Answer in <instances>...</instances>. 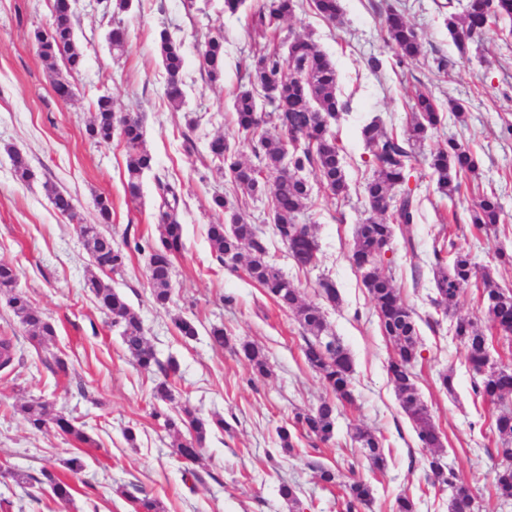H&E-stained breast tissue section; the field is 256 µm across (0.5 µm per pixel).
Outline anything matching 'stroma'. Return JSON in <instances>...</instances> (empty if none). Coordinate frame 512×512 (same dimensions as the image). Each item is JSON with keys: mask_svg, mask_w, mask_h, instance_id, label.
Instances as JSON below:
<instances>
[{"mask_svg": "<svg viewBox=\"0 0 512 512\" xmlns=\"http://www.w3.org/2000/svg\"><path fill=\"white\" fill-rule=\"evenodd\" d=\"M264 2L246 0L238 15L228 17L223 0H193L189 7L183 0H132L120 15L128 31L127 50L116 59L105 40L113 21L100 0H74L85 66L71 76L61 64L49 69L31 38L34 29L48 25L51 0H0V261L19 268V289L56 327L51 353L68 364L64 373L47 369L0 300V335L14 337L19 357L12 372H0V464L28 478L19 484L11 475L0 476V512H132L119 494L123 488L144 489L160 501L163 512H343L340 485L359 477L372 487L368 512H392L400 495L413 500L415 512H448L447 488L432 485L426 474V459L433 455L472 487L477 512H512L490 487L497 463L490 433L496 411L474 396L465 349L453 335L460 314L489 330L479 290L465 285L455 310H436L428 263L435 241L446 234L482 266H495L497 249L512 254V35L494 26L458 49L434 0H342L343 13L336 20L307 7L268 29L265 44L282 51L290 37L314 39L336 65L337 96L346 105L332 129L344 148L347 198L332 196L316 173L305 175L311 192L307 221L319 245L316 266L299 267L277 238H270L269 250L305 301H317L323 278L335 283L340 301L323 310L330 332L352 356L354 401L341 406L329 442L297 435L288 451L279 444L278 428L291 426L295 413L317 404L326 390L304 362L295 316L278 307L244 270L222 265L207 239L208 226L223 217L213 207V196L235 197L228 176L211 163L208 143L221 134L242 154L250 152L237 131L233 99L249 86L255 52L250 19ZM390 9L418 32L422 52L417 58L398 60L387 47L384 18ZM163 29L185 50V103L179 109L164 95L166 75L155 47ZM209 35L224 39V75L215 82L202 71L196 51ZM373 55L383 60L376 73L367 65ZM439 57L445 68H437ZM67 77L75 95L64 102L52 83ZM424 88L438 101L442 125L412 163L408 185L419 203L418 220L395 227L384 273L420 317L440 321L434 330L421 327L422 358L416 367L418 392L441 435V446L433 451L421 448L415 426L400 408L387 372L396 349L382 335L371 297L349 259L354 229L369 216L363 185L372 174L358 127L377 117L387 132L402 133L412 121L411 101ZM103 95L111 97L116 112L144 117L145 147L156 166L144 177L136 202L125 194L123 143L116 138L95 143L85 133ZM453 101L463 105L462 116L450 110ZM451 136L478 162L465 181L468 197L495 192L506 233L472 234L466 204H452L437 191L427 159ZM13 150L34 170L30 182L15 179ZM159 176L180 197L183 225L172 304L164 309L154 303L145 255L132 254L104 281L139 315L158 359L178 362L173 398L166 402L154 399L155 376L135 367L117 329L86 288L96 269L79 232L80 224L96 223L95 198L102 194L112 201L109 230L115 239L156 240ZM49 183L73 197L78 221L55 210L45 189ZM453 213L458 216L454 222L449 219ZM409 237L421 263L405 253ZM495 268L498 283L511 287L512 267ZM228 295L233 298L229 304L224 301ZM176 315L194 321L196 338L180 336L172 321ZM215 325L237 341L261 347L269 374L255 375L242 355L213 347L208 332ZM449 369L454 372L450 392L439 383L440 373ZM32 398L46 402L51 412L75 418L92 445L74 444L51 428H32L17 410ZM185 404L205 418L220 415L228 424L227 430L208 436L199 466L205 478L194 486L184 483V465L152 417L156 410L176 415ZM357 426L383 437L385 470L366 468L359 444L350 438ZM73 457L84 463L76 474L66 466ZM321 465L338 471L339 486H323L317 472ZM45 467L69 479V503L59 502L41 483ZM283 484L294 488L300 510L280 496Z\"/></svg>", "mask_w": 512, "mask_h": 512, "instance_id": "stroma-1", "label": "stroma"}]
</instances>
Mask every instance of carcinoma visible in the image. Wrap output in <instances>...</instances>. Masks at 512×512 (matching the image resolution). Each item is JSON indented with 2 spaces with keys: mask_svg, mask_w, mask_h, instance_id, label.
Returning <instances> with one entry per match:
<instances>
[{
  "mask_svg": "<svg viewBox=\"0 0 512 512\" xmlns=\"http://www.w3.org/2000/svg\"><path fill=\"white\" fill-rule=\"evenodd\" d=\"M309 5L328 20L336 19L341 11L340 0H309ZM302 8L304 0H269L268 5L251 15L252 30L262 34L275 21L292 16ZM438 8L448 10V33L457 44L473 39L493 21L512 22V0H446L438 4ZM385 27L387 46L398 59H413L419 54V35L400 13L390 11ZM33 38L42 59L53 66L60 60L70 73H80L84 54L77 42L71 12L63 8V0H54L49 28L36 29ZM106 41L112 51L124 54L128 42L125 28H112ZM156 49L167 76L165 95L179 109L184 104L182 44L175 42L164 29L159 32ZM199 54L200 64L209 79L213 82L221 79L224 39L207 37ZM250 83L251 88L235 95L233 110L238 131L246 136L254 161H244L236 147L220 135L208 143L211 162L224 169L235 188L252 199L271 188L272 233L288 248L298 265L306 268L317 262L318 243L311 225L305 222L310 188L299 173L316 172L337 198L348 194L341 148L330 123L344 109L336 95V66L314 40L299 36L288 41L285 56L277 49L262 47L256 50ZM412 112L414 121L401 136L385 132L375 119L361 127L360 133L371 153L373 168L364 187L372 217L357 225L350 259L361 272L363 284L372 297L380 331L396 346V356L388 363V374L400 407L414 423L421 447L436 448L441 443L440 433L416 384L415 367L422 358L416 313L382 273L386 255L392 250L393 225H409L417 221L415 195L402 189L416 149L437 132L441 124L438 105L429 93L415 95ZM86 134L95 143L110 142L113 135H119L127 152L125 192L130 199H138L143 175L153 171L154 167V159L144 147L143 118L132 113L117 114L112 98L101 96L96 102L93 119L86 126ZM11 158L18 181L27 182L34 177L22 154L13 151ZM429 167L437 190L451 199L461 194L462 175L474 171L475 162L470 152L450 137L431 154ZM156 187L161 199L156 241L131 242L125 238L119 244L103 232L100 225L112 220V203L102 195L96 199L99 223L80 225V234L95 267L104 274L117 272L125 266L129 258L127 249L148 252L147 278L151 295L156 304L165 307L172 302L173 260L184 249L183 225L178 217L175 188L159 177ZM49 196L60 215L72 221L77 218L70 195L54 187ZM213 205L220 211L229 212L231 224L229 228L222 221L208 225L207 238L217 259L225 264L245 262L248 277L280 306L291 311L305 333V362L319 376L330 395L315 407L297 412L294 424L307 436L328 441L335 433L339 404L354 400L352 357L338 338L329 333L321 307L303 301L288 278L268 260L266 232L241 218L224 196H214ZM467 211L477 234L495 231L503 221L501 204L494 195L478 197L468 205ZM430 266L435 306L448 309L457 302L463 286L477 277L480 299L485 304L491 328L512 333V289L502 288L489 267L477 270L471 253L446 236L433 247ZM18 279L19 269L15 265L0 262V296L25 328L33 347L46 349L57 336L56 328L28 296L17 289ZM86 288L111 319V325L118 328L136 367L143 372L161 374L162 379L154 387V398L172 400L169 379L179 371L177 362L169 359L163 363L156 357L148 344L142 321L123 294L96 276L87 280ZM454 335L466 349L471 370L478 375L472 386L474 395L497 410L490 427L498 460L491 484L501 504L512 503V370L507 366H489L488 336L476 327L472 318H456ZM210 336L214 346L242 354L253 373L261 375L267 371V357L258 347L235 343L224 334V328L218 326L211 329ZM15 356L14 337L0 336V369L12 367ZM18 411L37 430L51 424L68 438L92 444V439L74 419L62 413L49 416L47 404L42 401L28 400L18 406ZM153 417L167 435L175 437L172 442L175 455L191 464L202 457L207 435L215 428L224 429V418L204 419L188 405L175 417L158 410L153 412ZM351 439L365 449L370 470L385 469L387 461L382 452V439L360 427L354 428ZM427 464L433 484L454 490L448 512H475L472 488L458 479L454 469L434 456L427 460ZM42 475L60 502H70L68 482L47 468L42 470ZM345 497L346 512H359L372 502L371 486L364 480H354L345 485ZM129 501L134 512H161L158 500L147 495H131Z\"/></svg>",
  "mask_w": 512,
  "mask_h": 512,
  "instance_id": "carcinoma-1",
  "label": "carcinoma"
}]
</instances>
